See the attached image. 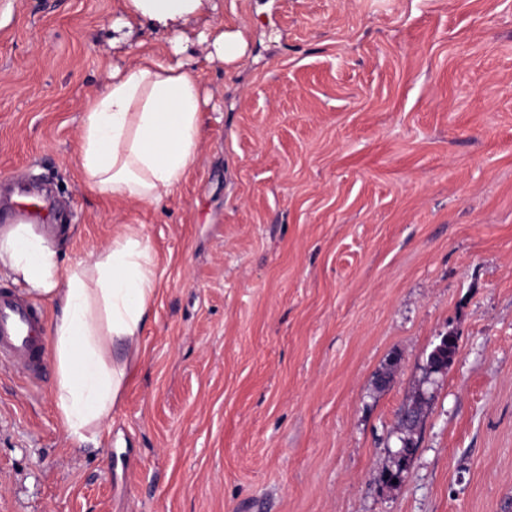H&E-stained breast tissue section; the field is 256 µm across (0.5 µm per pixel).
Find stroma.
Listing matches in <instances>:
<instances>
[{
	"label": "stroma",
	"mask_w": 512,
	"mask_h": 512,
	"mask_svg": "<svg viewBox=\"0 0 512 512\" xmlns=\"http://www.w3.org/2000/svg\"><path fill=\"white\" fill-rule=\"evenodd\" d=\"M215 3L184 29L205 133L158 207L88 186L80 117L165 33L112 47L121 0L0 22V197L30 184L64 264L132 226L162 275L95 440L54 356L36 384L0 363V512H512V0ZM219 26L233 63L197 41ZM201 42L208 43L210 48L208 58L230 63L244 56L246 52V42L243 35L238 30H209L199 34Z\"/></svg>",
	"instance_id": "obj_1"
}]
</instances>
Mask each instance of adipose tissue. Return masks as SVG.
<instances>
[{
  "label": "adipose tissue",
  "instance_id": "adipose-tissue-1",
  "mask_svg": "<svg viewBox=\"0 0 512 512\" xmlns=\"http://www.w3.org/2000/svg\"><path fill=\"white\" fill-rule=\"evenodd\" d=\"M113 46L129 43L137 25L167 29L169 49L113 68L100 94L81 115V168L94 191L160 205L195 162L205 129L196 69L185 61L182 28L205 0H123ZM0 270L27 292L52 297L53 397L67 435L95 438L111 416L139 356L157 293L147 243L127 227L93 262L62 266L56 245L34 225L0 228Z\"/></svg>",
  "mask_w": 512,
  "mask_h": 512
}]
</instances>
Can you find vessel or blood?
<instances>
[{
	"instance_id": "b4317fda",
	"label": "vessel or blood",
	"mask_w": 512,
	"mask_h": 512,
	"mask_svg": "<svg viewBox=\"0 0 512 512\" xmlns=\"http://www.w3.org/2000/svg\"><path fill=\"white\" fill-rule=\"evenodd\" d=\"M44 336L40 310L0 292V362L18 365L29 377L39 378L45 358Z\"/></svg>"
}]
</instances>
